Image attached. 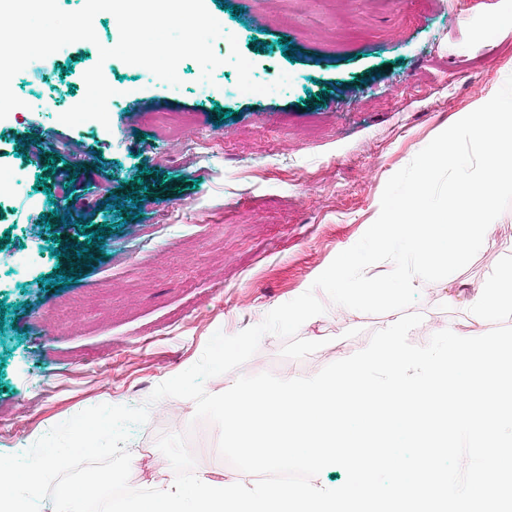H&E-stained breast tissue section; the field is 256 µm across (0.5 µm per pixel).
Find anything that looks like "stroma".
Returning <instances> with one entry per match:
<instances>
[{"label":"stroma","instance_id":"obj_1","mask_svg":"<svg viewBox=\"0 0 512 512\" xmlns=\"http://www.w3.org/2000/svg\"><path fill=\"white\" fill-rule=\"evenodd\" d=\"M239 7L231 17L230 7ZM261 83L288 73L291 85L245 94L232 65L199 80L191 59L179 88L113 59L110 72L137 91L109 125L69 127L59 114L86 88L62 77L116 44L110 13L97 16L98 43L79 41L34 61L17 79L20 114L0 119V177L25 193L0 204V300L14 305L0 328V454L27 450L55 425L99 405H138L160 383L201 357L215 331L233 335L304 293L338 253L368 229L387 180L446 128L491 99L512 75V0H208ZM292 54H281L280 41ZM232 110L223 121L219 110ZM154 112L190 115L193 130L166 137L146 122ZM56 159L36 160L32 146ZM142 204L128 200L136 180ZM43 189H36V181ZM65 189L70 222L46 227L49 190ZM104 229L90 258L62 257L82 227ZM512 244V208L463 269L420 287L422 323L409 334L424 345L436 328H469L456 289L495 272ZM73 271L54 291L56 271ZM388 315L358 311L299 335L323 346L300 360L281 357L265 336L239 371L209 379L214 392L238 375L307 376L355 353L386 327ZM187 400L152 406L130 430L131 475L173 479L155 442L194 430L196 469L232 465L212 453V423H193Z\"/></svg>","mask_w":512,"mask_h":512}]
</instances>
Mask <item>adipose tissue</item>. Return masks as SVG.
<instances>
[{
  "mask_svg": "<svg viewBox=\"0 0 512 512\" xmlns=\"http://www.w3.org/2000/svg\"><path fill=\"white\" fill-rule=\"evenodd\" d=\"M461 305L464 313L478 324L512 310V249L495 274L465 291Z\"/></svg>",
  "mask_w": 512,
  "mask_h": 512,
  "instance_id": "1",
  "label": "adipose tissue"
}]
</instances>
